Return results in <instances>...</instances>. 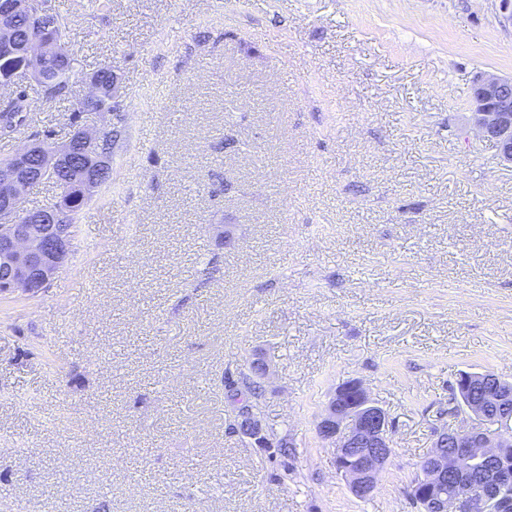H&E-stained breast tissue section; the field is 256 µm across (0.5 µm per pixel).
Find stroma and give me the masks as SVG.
<instances>
[{"mask_svg":"<svg viewBox=\"0 0 512 512\" xmlns=\"http://www.w3.org/2000/svg\"><path fill=\"white\" fill-rule=\"evenodd\" d=\"M56 4L68 96L0 158L104 63L126 133L68 264L0 293V512H419L450 384L512 381V167L471 129L512 0ZM255 359L285 456L233 425ZM352 379L395 430L366 499L316 428Z\"/></svg>","mask_w":512,"mask_h":512,"instance_id":"35a3bbf8","label":"stroma"}]
</instances>
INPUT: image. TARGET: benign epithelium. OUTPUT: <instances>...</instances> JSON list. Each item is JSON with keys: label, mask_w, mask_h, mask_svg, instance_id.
I'll return each mask as SVG.
<instances>
[{"label": "benign epithelium", "mask_w": 512, "mask_h": 512, "mask_svg": "<svg viewBox=\"0 0 512 512\" xmlns=\"http://www.w3.org/2000/svg\"><path fill=\"white\" fill-rule=\"evenodd\" d=\"M53 13L50 0H0V52L11 56L16 39L13 22L27 15L42 22ZM23 67L0 78L1 88H10L23 78L46 82L38 65L43 60H68L66 36L41 30L33 34L20 52ZM472 123L476 135L492 145L504 163L512 165V77L482 74L473 86ZM103 130L79 127L74 138L60 144L41 140L26 143L10 161L0 165V292L22 291L38 294L69 261L75 229L58 222V211L36 213L24 206L29 191L41 183L45 173L76 162L79 147L95 162L89 164L81 193L87 197L102 187L99 169L111 166V156L99 152ZM484 389V395H466L460 389L451 394L448 417L462 418L458 426L434 432L427 464L419 468L410 494L420 512H465L463 505L477 510L487 499L499 498L512 473L495 469L502 450L512 446V389L500 388L501 380L491 374L464 376L463 388ZM236 425L260 444L269 443L262 420L246 405L238 408ZM321 439L336 458L347 457L352 464L340 468L352 493L367 498L377 487L378 477L393 452L394 426L387 412L368 394L362 383L351 380L340 386L330 399L317 425ZM457 449L448 455V449ZM492 476L488 489L476 497L467 486L451 496H430L428 492L474 468Z\"/></svg>", "instance_id": "1"}]
</instances>
